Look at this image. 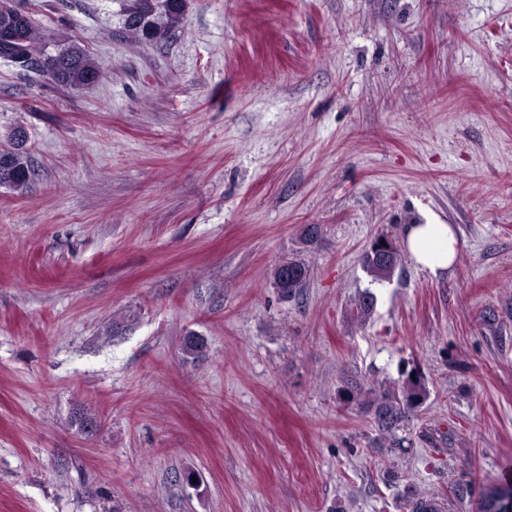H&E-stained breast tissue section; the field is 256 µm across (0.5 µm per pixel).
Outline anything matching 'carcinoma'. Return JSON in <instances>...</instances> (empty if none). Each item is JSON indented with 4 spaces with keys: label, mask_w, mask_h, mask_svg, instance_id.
Wrapping results in <instances>:
<instances>
[{
    "label": "carcinoma",
    "mask_w": 512,
    "mask_h": 512,
    "mask_svg": "<svg viewBox=\"0 0 512 512\" xmlns=\"http://www.w3.org/2000/svg\"><path fill=\"white\" fill-rule=\"evenodd\" d=\"M186 0H130L124 13L127 34L149 43L163 42L172 29L183 19ZM6 31L15 36L7 47L0 43V55L11 53L24 57L31 72L44 76L53 84L78 89L100 78L94 60L83 49L61 40H52L40 34L29 13L9 0H0V33ZM13 147L0 150V170L8 169L12 178L0 176V186L20 188L28 183L31 163L25 150L26 133L16 129L11 135ZM381 239L371 244L364 257L367 270L377 280L392 276L399 261L394 253L388 263H381L375 256V247ZM309 269L300 260H288L276 266L271 277L282 297L290 298L308 277ZM401 395L387 388L368 395V406L374 410L379 425L384 430L395 428L405 410L420 406L427 398L426 384L418 371L406 376L400 387ZM451 496L459 503H468L473 512H512V481L483 484H456ZM407 512H446L442 498L412 492L405 500Z\"/></svg>",
    "instance_id": "carcinoma-1"
}]
</instances>
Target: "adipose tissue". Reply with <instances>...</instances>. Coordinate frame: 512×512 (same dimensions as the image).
Masks as SVG:
<instances>
[{"instance_id": "adipose-tissue-1", "label": "adipose tissue", "mask_w": 512, "mask_h": 512, "mask_svg": "<svg viewBox=\"0 0 512 512\" xmlns=\"http://www.w3.org/2000/svg\"><path fill=\"white\" fill-rule=\"evenodd\" d=\"M404 243L414 262L433 276L448 270L456 256L454 228L430 218L422 224L407 225Z\"/></svg>"}]
</instances>
